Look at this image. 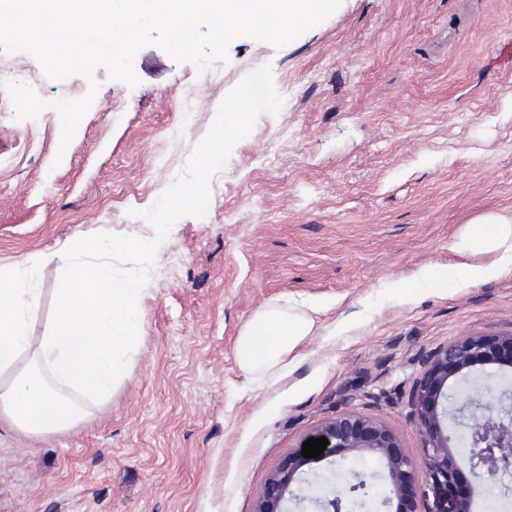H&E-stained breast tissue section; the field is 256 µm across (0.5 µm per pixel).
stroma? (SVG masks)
<instances>
[{"label": "stroma", "instance_id": "35a3bbf8", "mask_svg": "<svg viewBox=\"0 0 512 512\" xmlns=\"http://www.w3.org/2000/svg\"><path fill=\"white\" fill-rule=\"evenodd\" d=\"M512 0H342L276 48L239 37L208 82L148 45L137 87L98 69L67 150L49 114L0 112V266L37 263L34 333L54 311L70 239L119 242L114 275L140 280L139 340L110 401L70 430L0 426V512H254L271 471L318 424L354 411L422 456L412 396L448 342L512 331V265L448 244L475 218L512 217ZM263 75L243 131L213 140L241 86ZM192 96L198 119L181 123ZM213 161H206V152ZM444 288L402 302L423 267ZM314 302L285 368L255 381L236 343L267 305ZM512 403V368L448 382ZM400 507L383 460L302 469L305 495ZM448 282V272L438 271L432 268H422L415 276L411 278L409 284H401L399 288H405L401 290V296L409 300L412 297V291L409 288H416L422 284H427L435 288L444 287L445 283Z\"/></svg>", "mask_w": 512, "mask_h": 512}]
</instances>
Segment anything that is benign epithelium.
I'll return each mask as SVG.
<instances>
[{
	"mask_svg": "<svg viewBox=\"0 0 512 512\" xmlns=\"http://www.w3.org/2000/svg\"><path fill=\"white\" fill-rule=\"evenodd\" d=\"M483 363L512 366V332L453 341L426 361L412 400L424 465L420 488H415L414 462L401 447L396 432L354 412L318 427L317 437L324 436L329 441L322 456L328 458L338 451L376 455L385 461L398 498L414 501L422 497V512H470L467 496L452 502L442 497V489L465 470L478 484H494L500 475L512 472V410L507 409L496 418L472 415L464 437L470 451L461 456L453 452V439L443 426L440 405L448 398L449 378ZM305 463L299 452L288 456L269 476L255 512H287L284 503L293 494L291 486ZM308 504L313 512H350L351 508V501L336 494L310 498Z\"/></svg>",
	"mask_w": 512,
	"mask_h": 512,
	"instance_id": "benign-epithelium-1",
	"label": "benign epithelium"
}]
</instances>
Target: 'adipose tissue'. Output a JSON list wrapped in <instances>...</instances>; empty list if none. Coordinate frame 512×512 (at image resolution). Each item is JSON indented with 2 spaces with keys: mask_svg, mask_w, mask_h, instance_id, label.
Wrapping results in <instances>:
<instances>
[{
  "mask_svg": "<svg viewBox=\"0 0 512 512\" xmlns=\"http://www.w3.org/2000/svg\"><path fill=\"white\" fill-rule=\"evenodd\" d=\"M261 78L237 94L233 110L216 124L214 137L239 130L245 114L261 102ZM101 242L73 239V260L56 290L53 317L42 336L32 334L38 305L34 267H0V424L26 435L72 428L109 401L126 378L136 341L140 281L114 276L110 265L91 261ZM451 248L481 252L492 260L462 266L469 279L496 277L512 264V219L486 215L466 225ZM313 305L268 306L237 339L239 365L249 377L280 366L310 336Z\"/></svg>",
  "mask_w": 512,
  "mask_h": 512,
  "instance_id": "ef3b65f1",
  "label": "adipose tissue"
}]
</instances>
